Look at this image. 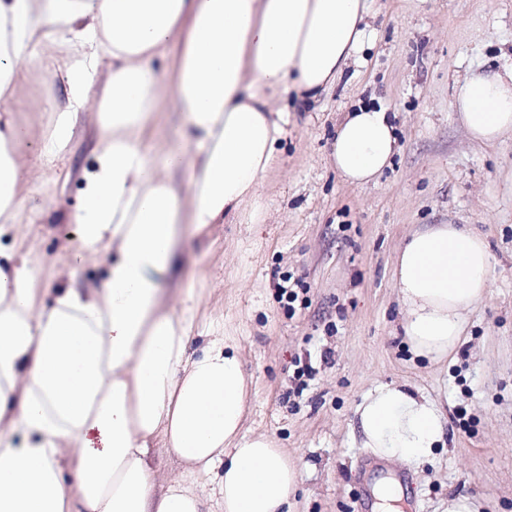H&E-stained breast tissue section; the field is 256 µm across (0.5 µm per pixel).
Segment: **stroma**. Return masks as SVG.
I'll use <instances>...</instances> for the list:
<instances>
[{
  "mask_svg": "<svg viewBox=\"0 0 512 512\" xmlns=\"http://www.w3.org/2000/svg\"><path fill=\"white\" fill-rule=\"evenodd\" d=\"M364 50L336 84L312 101L288 99L294 122L280 162L241 216L186 233L164 282V306L192 301L188 350L200 352L211 327L233 339L250 383L245 429L270 436L297 460L290 512H356L375 480L396 477L401 512H448L456 495L483 512H512V131L474 141L451 103L468 73L512 66V0H371ZM66 93L12 105L19 121L46 127ZM360 105L383 107L398 149L365 186L344 182L331 158L335 131ZM97 137L76 129L55 165L27 185L20 240L0 251L29 253L38 285L51 290L66 247L68 216L80 205L77 170ZM435 224L486 234L492 255L486 299L469 313L453 359L430 364L402 340L404 311L393 279L399 247ZM301 280L295 302L281 286ZM316 373L298 389L296 358ZM404 383L441 403L451 439L420 465L382 463L362 448L355 408L380 383ZM156 490L185 477L203 512H218V479L188 473L162 446L151 452Z\"/></svg>",
  "mask_w": 512,
  "mask_h": 512,
  "instance_id": "stroma-1",
  "label": "stroma"
}]
</instances>
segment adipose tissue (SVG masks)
<instances>
[{
	"label": "adipose tissue",
	"instance_id": "ef3b65f1",
	"mask_svg": "<svg viewBox=\"0 0 512 512\" xmlns=\"http://www.w3.org/2000/svg\"><path fill=\"white\" fill-rule=\"evenodd\" d=\"M368 12L369 0H0V101H20L37 75L67 88L43 131L42 165L96 111L68 260L113 253L100 287L62 285L49 303L29 262L0 257V512H200L185 482L155 494L157 443L190 471H220L221 512H283L296 463L245 432L237 348L216 333L189 354L192 310L160 312L163 278L183 227L223 223L257 195L291 118L277 101L327 90L362 51ZM166 104L188 140L155 158L142 135ZM452 107L472 139L496 141L512 130V69L465 77ZM29 138L0 114V237L21 222L17 148ZM396 143L386 111L363 105L339 125L333 163L345 182L366 184ZM490 267L485 237L457 224L402 245L394 279L414 356L455 353ZM356 414L363 447L384 461L420 463L445 443L442 408L401 384L377 385Z\"/></svg>",
	"mask_w": 512,
	"mask_h": 512
}]
</instances>
